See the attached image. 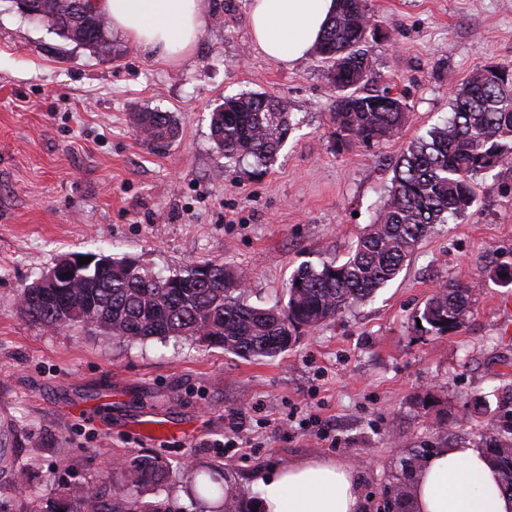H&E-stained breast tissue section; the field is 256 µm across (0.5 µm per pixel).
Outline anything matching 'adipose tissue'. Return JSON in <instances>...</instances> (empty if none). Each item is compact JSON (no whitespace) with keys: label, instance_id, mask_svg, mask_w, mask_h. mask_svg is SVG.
<instances>
[{"label":"adipose tissue","instance_id":"ef3b65f1","mask_svg":"<svg viewBox=\"0 0 512 512\" xmlns=\"http://www.w3.org/2000/svg\"><path fill=\"white\" fill-rule=\"evenodd\" d=\"M113 28L139 48L172 59L190 50L203 27L206 0H95ZM337 0H251L252 42L263 56L291 65L317 45ZM264 512H361L350 464L305 459L259 482ZM414 512H512V495L479 450L435 449L412 487Z\"/></svg>","mask_w":512,"mask_h":512}]
</instances>
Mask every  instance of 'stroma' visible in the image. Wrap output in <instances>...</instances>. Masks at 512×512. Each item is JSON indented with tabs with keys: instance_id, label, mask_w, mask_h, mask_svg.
<instances>
[{
	"instance_id": "obj_1",
	"label": "stroma",
	"mask_w": 512,
	"mask_h": 512,
	"mask_svg": "<svg viewBox=\"0 0 512 512\" xmlns=\"http://www.w3.org/2000/svg\"><path fill=\"white\" fill-rule=\"evenodd\" d=\"M251 0H209L193 49L165 60L109 31V49L65 40L0 0V472L10 512H37L112 462L147 454L174 472L152 500L193 512L181 466L223 463L246 508L261 474L306 458L349 462L363 512L411 448L512 437V163L481 175L477 200L419 245L397 278L288 352L246 360L195 339L126 340L50 329L20 293L63 255L132 258L161 276L216 260L244 299L286 302L303 264L347 254L373 222L409 142L452 115L477 68L512 62V0H368L369 89L408 104L395 139L333 134V91L316 55L288 66L258 53ZM287 103L294 128L274 165L229 161L210 136L226 97ZM169 112L178 137L156 148L132 115ZM481 281L468 321L437 335L418 320L447 283ZM248 456L221 447L232 425Z\"/></svg>"
}]
</instances>
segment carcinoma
Returning <instances> with one entry per match:
<instances>
[{"mask_svg": "<svg viewBox=\"0 0 512 512\" xmlns=\"http://www.w3.org/2000/svg\"><path fill=\"white\" fill-rule=\"evenodd\" d=\"M316 47L336 91L329 106L334 135L374 144L398 135L408 106L389 88L361 91L370 71L368 33L372 18L366 0H338ZM26 10L47 21L63 37L74 32L84 45L109 47V21L77 0H29ZM135 127L145 140L163 147L177 133L167 112H140ZM211 139L228 160L253 159L270 167L292 131L288 106L263 94L224 99L211 114ZM512 160V64L486 65L457 92L453 116L428 137L411 142L394 169L391 186L376 219L357 237L346 259L316 268L299 266L288 283V301L266 308L244 303L243 275L210 261L179 274L159 277L130 259H114L120 275L91 266L84 269L80 297L21 292L22 313L47 327L95 326L120 339L201 336L244 359L275 358L305 329L336 318L352 302L374 294L394 280L437 224L448 214L466 212L476 200L477 178ZM478 283H450L426 301L421 318L429 331L445 335L460 328L470 313ZM512 494V442L485 436L480 443ZM428 448L408 449L403 480L388 488L400 512H412L410 486ZM156 457H129L98 485H74L50 512H171L167 503L144 499L168 476ZM191 495L211 512H240L236 497L224 491V465L189 469Z\"/></svg>", "mask_w": 512, "mask_h": 512, "instance_id": "obj_1", "label": "carcinoma"}]
</instances>
